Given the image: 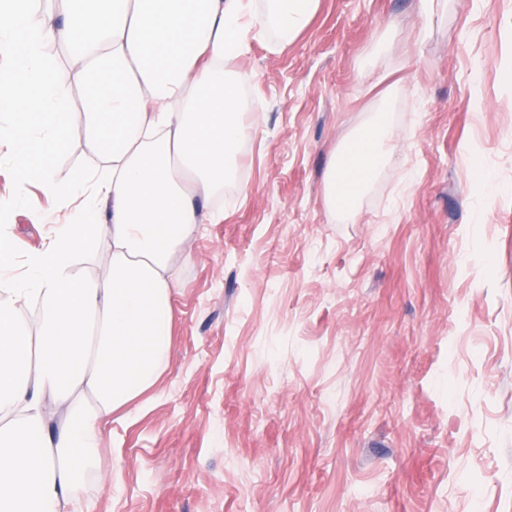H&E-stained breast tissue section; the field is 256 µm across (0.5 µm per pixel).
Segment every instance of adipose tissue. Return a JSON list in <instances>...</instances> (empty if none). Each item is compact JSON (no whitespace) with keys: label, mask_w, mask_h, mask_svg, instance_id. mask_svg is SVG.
<instances>
[{"label":"adipose tissue","mask_w":512,"mask_h":512,"mask_svg":"<svg viewBox=\"0 0 512 512\" xmlns=\"http://www.w3.org/2000/svg\"><path fill=\"white\" fill-rule=\"evenodd\" d=\"M319 0H0V127L17 172L71 209L23 273L0 231V512H83L84 476L102 427L159 379L181 264L200 223L197 200L223 189L241 143L240 82L224 67L248 38L285 50ZM68 50L60 77L47 44ZM84 91L73 106L69 84ZM382 100L338 150L324 184L327 210L352 219L394 160L396 126ZM82 123L107 174L61 185L42 157ZM103 250L85 276L80 254ZM40 315L22 336L17 313Z\"/></svg>","instance_id":"obj_1"}]
</instances>
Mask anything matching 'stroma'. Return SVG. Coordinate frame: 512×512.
I'll return each instance as SVG.
<instances>
[{"instance_id": "1", "label": "stroma", "mask_w": 512, "mask_h": 512, "mask_svg": "<svg viewBox=\"0 0 512 512\" xmlns=\"http://www.w3.org/2000/svg\"><path fill=\"white\" fill-rule=\"evenodd\" d=\"M255 127L201 200L167 368L102 432L91 512H512V0H320L225 60ZM397 158L332 217L338 144ZM96 158L81 125L50 163ZM17 257L66 216L30 185ZM385 98L376 115L335 155L324 184V202L335 216L354 219L359 200L378 173L394 161L396 126Z\"/></svg>"}]
</instances>
